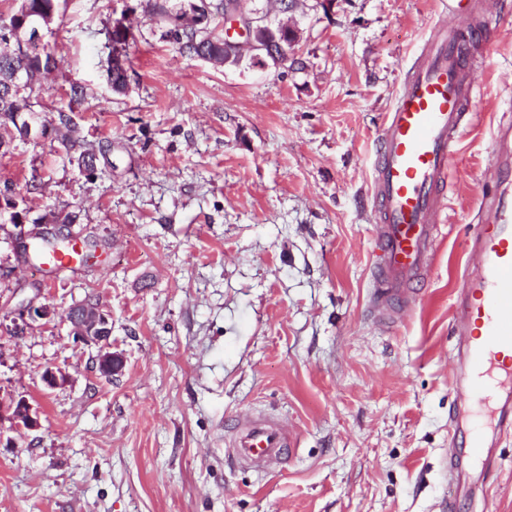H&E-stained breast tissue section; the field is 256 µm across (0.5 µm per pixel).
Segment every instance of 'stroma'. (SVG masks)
<instances>
[{
  "mask_svg": "<svg viewBox=\"0 0 512 512\" xmlns=\"http://www.w3.org/2000/svg\"><path fill=\"white\" fill-rule=\"evenodd\" d=\"M298 28L302 68L181 51L143 0H60L40 108L65 111L99 148L97 174L70 165L59 136L14 140L0 190V398H25L41 427L0 423V512H442V456L456 344L452 304L469 227L499 178L494 140L512 124V0H473L475 99L455 143L452 191L433 270L410 313L384 322L373 287L375 146L436 0H243ZM130 26L126 93L106 70L115 20ZM83 90L70 96L71 85ZM78 215L92 254L58 272L27 260L35 218ZM97 300L125 366L101 374L99 347L75 342L68 309ZM50 320L15 334L21 305ZM68 379L46 389L42 374ZM286 420L288 465L231 467L236 417ZM512 512V432L501 434L477 501Z\"/></svg>",
  "mask_w": 512,
  "mask_h": 512,
  "instance_id": "stroma-1",
  "label": "stroma"
}]
</instances>
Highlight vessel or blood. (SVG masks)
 I'll list each match as a JSON object with an SVG mask.
<instances>
[{
	"instance_id": "vessel-or-blood-1",
	"label": "vessel or blood",
	"mask_w": 512,
	"mask_h": 512,
	"mask_svg": "<svg viewBox=\"0 0 512 512\" xmlns=\"http://www.w3.org/2000/svg\"><path fill=\"white\" fill-rule=\"evenodd\" d=\"M438 18L385 117L374 160L375 314L403 317L421 291L436 252V231L447 207L445 190L456 137L476 94L472 59L459 40L469 0H440ZM497 165L512 169V129L495 140ZM471 269L453 304L455 400L449 423L465 440L469 458L489 466L498 434L512 430V193L491 200L469 242ZM491 401L486 421L473 414L476 397ZM298 451L288 424L245 416L227 434L224 455L236 466L267 471ZM457 493L474 492L480 479L461 461L449 464Z\"/></svg>"
}]
</instances>
